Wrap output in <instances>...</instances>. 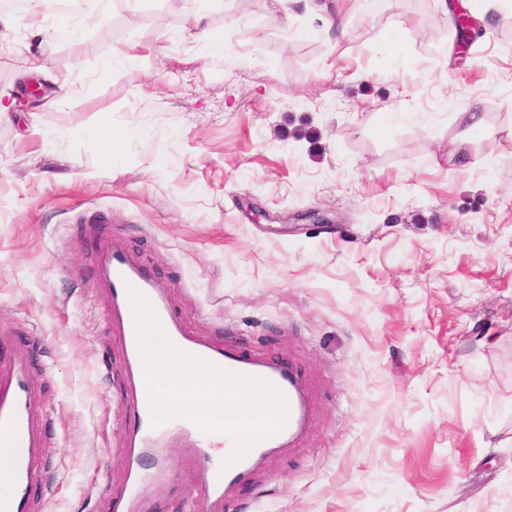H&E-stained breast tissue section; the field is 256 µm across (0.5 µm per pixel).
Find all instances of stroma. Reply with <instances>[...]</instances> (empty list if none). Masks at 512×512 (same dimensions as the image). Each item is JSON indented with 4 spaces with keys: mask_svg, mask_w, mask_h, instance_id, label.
Segmentation results:
<instances>
[{
    "mask_svg": "<svg viewBox=\"0 0 512 512\" xmlns=\"http://www.w3.org/2000/svg\"><path fill=\"white\" fill-rule=\"evenodd\" d=\"M367 3L336 0L350 25L326 33L298 0H81L64 41L0 13V327L45 378L44 512H108L126 483L109 245L191 335L301 376L309 427L234 512H512V0H475L461 59L435 0ZM37 61L81 94L23 98ZM466 105L485 120L463 145ZM309 207L328 223L293 220ZM167 455L151 512H212Z\"/></svg>",
    "mask_w": 512,
    "mask_h": 512,
    "instance_id": "stroma-1",
    "label": "stroma"
}]
</instances>
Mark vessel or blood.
<instances>
[{"mask_svg": "<svg viewBox=\"0 0 512 512\" xmlns=\"http://www.w3.org/2000/svg\"><path fill=\"white\" fill-rule=\"evenodd\" d=\"M110 287L111 326L123 344L128 420L121 436L127 486L113 497L111 512H149L144 491L161 488L168 479L165 450L172 443L185 448L194 474L192 493L208 500L215 512H224L227 491L246 478L265 449L301 434L308 421L307 400L297 377L273 361H258L223 346L188 335L167 303L159 282L121 250L108 251L98 267ZM137 289L152 304L170 341L181 351L225 370L261 378L285 398L288 415L281 430L256 443L230 467L223 460L234 439L221 430L202 431L185 419L152 425L142 361L138 349L129 289ZM0 443L17 446L10 460L11 489L0 496V512H39L38 492L48 490L45 460L46 430L37 412L36 380L31 359L21 353L0 358Z\"/></svg>", "mask_w": 512, "mask_h": 512, "instance_id": "1", "label": "vessel or blood"}]
</instances>
